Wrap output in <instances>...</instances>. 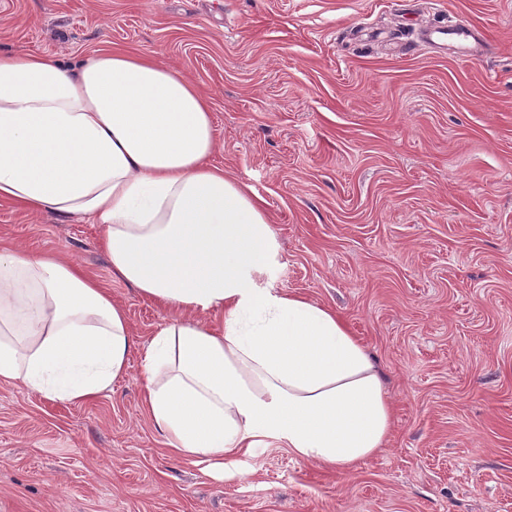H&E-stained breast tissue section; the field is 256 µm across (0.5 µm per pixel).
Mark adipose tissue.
I'll use <instances>...</instances> for the list:
<instances>
[{
	"instance_id": "ef3b65f1",
	"label": "adipose tissue",
	"mask_w": 512,
	"mask_h": 512,
	"mask_svg": "<svg viewBox=\"0 0 512 512\" xmlns=\"http://www.w3.org/2000/svg\"><path fill=\"white\" fill-rule=\"evenodd\" d=\"M214 150L208 99L150 56L0 53V201L103 225L113 275L173 310L142 350L171 452L219 463L266 436L348 469L391 432L380 367L341 316L262 284L280 243ZM130 350L125 310L79 265L0 250V384L86 402Z\"/></svg>"
}]
</instances>
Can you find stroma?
I'll list each match as a JSON object with an SVG mask.
<instances>
[{
	"label": "stroma",
	"mask_w": 512,
	"mask_h": 512,
	"mask_svg": "<svg viewBox=\"0 0 512 512\" xmlns=\"http://www.w3.org/2000/svg\"><path fill=\"white\" fill-rule=\"evenodd\" d=\"M467 23L476 57L427 46ZM148 54L211 104V158L263 202L268 285L340 314L394 407L338 472L263 440L170 454L140 350L171 311L112 275L102 227L0 201V249L59 254L121 304L133 346L84 403L0 385V512H512V0H0V52Z\"/></svg>",
	"instance_id": "35a3bbf8"
}]
</instances>
